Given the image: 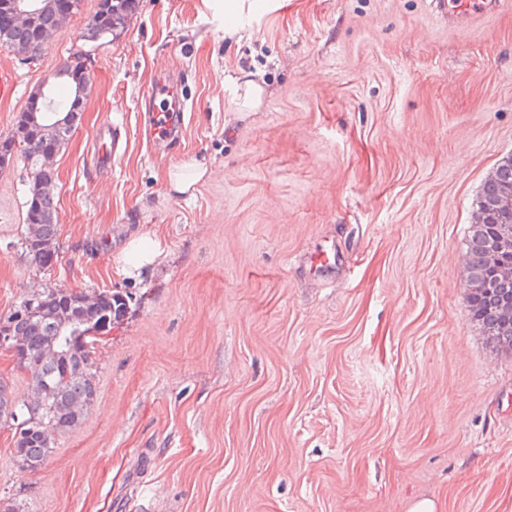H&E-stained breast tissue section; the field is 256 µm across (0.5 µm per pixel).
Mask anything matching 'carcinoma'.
Wrapping results in <instances>:
<instances>
[{
  "label": "carcinoma",
  "instance_id": "obj_1",
  "mask_svg": "<svg viewBox=\"0 0 512 512\" xmlns=\"http://www.w3.org/2000/svg\"><path fill=\"white\" fill-rule=\"evenodd\" d=\"M139 0H118L116 16L100 22L90 21L88 40L96 42L106 35L121 34L125 18L134 14ZM5 39L0 48H21L35 58L40 55L44 43L39 40L37 28L23 24L12 25L0 21V32ZM66 103L62 98L49 97L48 111L41 114L40 126H27L17 122L12 135L3 142L19 145L17 156L31 162V188L38 187L43 178V167L34 158L49 144L43 128L56 118L52 109ZM512 186V161L499 164L493 176L484 182L477 199V210L482 222L471 226L466 264L469 290L466 307L471 317L496 346L512 350V253L503 255L505 272L491 264L487 258V242L501 224L512 225V212L489 210L486 204L500 197L503 190ZM56 201L51 192H44L38 200L27 201L25 223L27 233L25 247L42 267L53 265L58 233ZM35 317L14 320V314L6 316L12 321V331L21 337L16 365L31 375V391L43 392V403L34 407L19 401L7 383L0 381V392H5V402L10 408L0 413V421L7 422L18 411L22 415L36 417V424L29 427L26 435L14 443L13 454L17 462L31 470L37 469L50 452L51 439L45 430L64 433L75 429L97 397L91 367L94 350L82 340L78 331L62 323L64 311L83 320L94 319L101 312L110 311L114 317L124 316L129 308L130 297L118 292L103 290L96 294V302L87 307L81 304L85 293L61 289H47L37 294Z\"/></svg>",
  "mask_w": 512,
  "mask_h": 512
}]
</instances>
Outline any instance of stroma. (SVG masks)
I'll return each mask as SVG.
<instances>
[{
  "label": "stroma",
  "mask_w": 512,
  "mask_h": 512,
  "mask_svg": "<svg viewBox=\"0 0 512 512\" xmlns=\"http://www.w3.org/2000/svg\"><path fill=\"white\" fill-rule=\"evenodd\" d=\"M82 0L35 62L0 49V138L73 49L93 63L54 160L57 260L27 252L31 174L0 173V314L130 294L98 396L36 470L0 423L15 512H512V353L465 304L485 179L512 155V0L452 28L437 0H141L112 42ZM239 36L225 37L230 24ZM265 94L236 109L242 74ZM188 104L151 143L144 100ZM112 122V168L92 162ZM201 161L184 195L168 172ZM157 246L134 269L135 244ZM321 251L336 261L314 269Z\"/></svg>",
  "instance_id": "1"
}]
</instances>
